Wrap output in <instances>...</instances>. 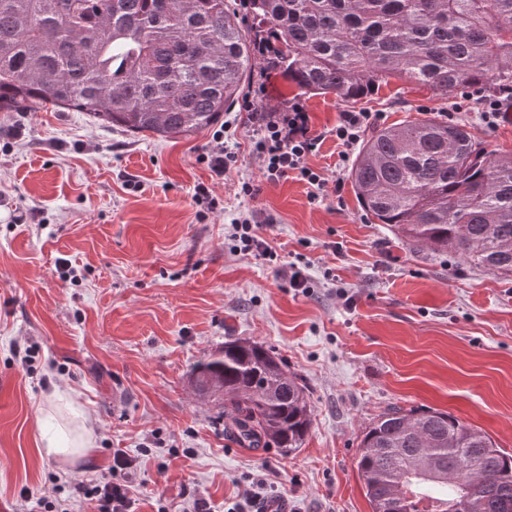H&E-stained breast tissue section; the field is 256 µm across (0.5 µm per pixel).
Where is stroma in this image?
I'll use <instances>...</instances> for the list:
<instances>
[{
	"mask_svg": "<svg viewBox=\"0 0 512 512\" xmlns=\"http://www.w3.org/2000/svg\"><path fill=\"white\" fill-rule=\"evenodd\" d=\"M242 88L308 113L323 191L267 181L244 125L226 134L237 164L218 182L201 159L209 129L159 137L74 109L0 110V512L24 486L51 496V474L101 477L112 448L136 461V512L196 498L230 512L263 473V501L288 512H371L355 460L363 429L393 407L450 413L512 453V276L407 245L365 215L349 179L357 152L336 138L347 104L297 95L260 55ZM356 109L385 127L444 118L512 154V122L488 126L458 93L394 79ZM200 184L218 202L203 218ZM243 212L277 260L231 252ZM287 262L308 288L279 276ZM230 338L302 377L312 424L292 453L233 443L218 403L192 386L194 364ZM57 390L94 436L73 464L38 448L58 424L43 412Z\"/></svg>",
	"mask_w": 512,
	"mask_h": 512,
	"instance_id": "35a3bbf8",
	"label": "stroma"
}]
</instances>
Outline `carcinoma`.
I'll return each mask as SVG.
<instances>
[{"label": "carcinoma", "mask_w": 512, "mask_h": 512, "mask_svg": "<svg viewBox=\"0 0 512 512\" xmlns=\"http://www.w3.org/2000/svg\"><path fill=\"white\" fill-rule=\"evenodd\" d=\"M300 94L347 104L401 79L436 97L512 87V0H246ZM254 47L229 0H0V110L76 108L132 133L216 124ZM366 215L403 242L512 275V156L434 118L374 129L350 172ZM224 390L242 448L289 454L311 425L307 387L263 345L228 340L198 362ZM372 512H512V454L447 412L393 408L362 435Z\"/></svg>", "instance_id": "carcinoma-1"}]
</instances>
